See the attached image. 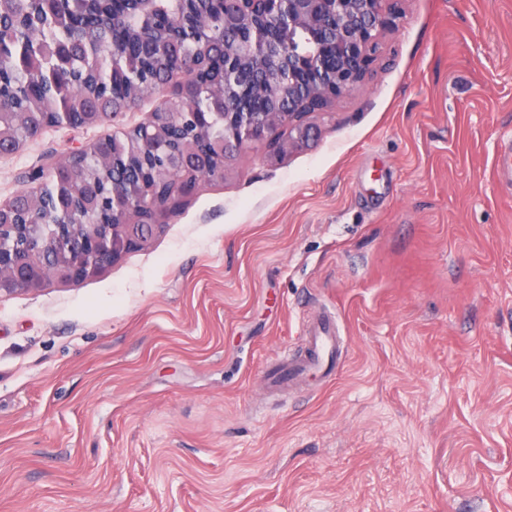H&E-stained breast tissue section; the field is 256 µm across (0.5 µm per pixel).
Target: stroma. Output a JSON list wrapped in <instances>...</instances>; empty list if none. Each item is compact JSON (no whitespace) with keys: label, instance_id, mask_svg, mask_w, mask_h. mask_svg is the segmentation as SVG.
Wrapping results in <instances>:
<instances>
[{"label":"stroma","instance_id":"1","mask_svg":"<svg viewBox=\"0 0 512 512\" xmlns=\"http://www.w3.org/2000/svg\"><path fill=\"white\" fill-rule=\"evenodd\" d=\"M308 144L252 143L97 276L0 295V512H512V0H384ZM0 154V202L139 123ZM333 381L261 379L303 321ZM303 345L300 354H291L288 348L275 357V372L263 377V388L271 396H288L308 389L311 375L330 379L338 370V359L348 346L336 316L322 311L305 324L300 332Z\"/></svg>","mask_w":512,"mask_h":512}]
</instances>
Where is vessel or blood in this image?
Listing matches in <instances>:
<instances>
[{"instance_id":"obj_1","label":"vessel or blood","mask_w":512,"mask_h":512,"mask_svg":"<svg viewBox=\"0 0 512 512\" xmlns=\"http://www.w3.org/2000/svg\"><path fill=\"white\" fill-rule=\"evenodd\" d=\"M303 349L293 354L280 350L276 371L268 372L263 387L272 396H287L308 389L310 377H334L338 360L348 346L335 315L324 311L305 324L300 332Z\"/></svg>"}]
</instances>
